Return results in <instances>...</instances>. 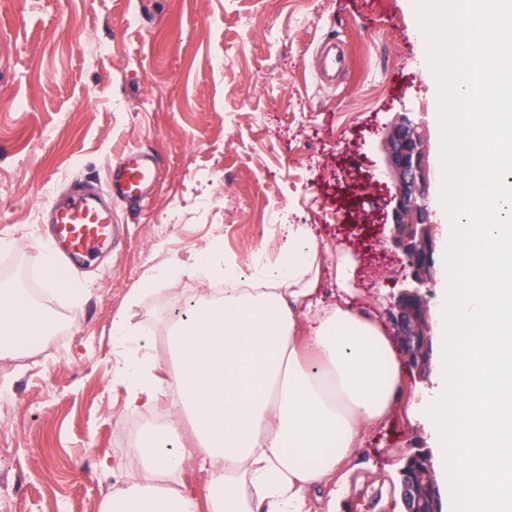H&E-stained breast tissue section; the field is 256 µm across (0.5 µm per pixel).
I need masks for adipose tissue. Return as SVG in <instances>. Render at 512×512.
Segmentation results:
<instances>
[{
    "mask_svg": "<svg viewBox=\"0 0 512 512\" xmlns=\"http://www.w3.org/2000/svg\"><path fill=\"white\" fill-rule=\"evenodd\" d=\"M328 264L332 303L316 297ZM359 266L352 251L321 247L308 224L284 225L277 263L248 281L233 262L203 257L200 277L224 276V295L189 300V316L167 338L177 359L168 382L144 358L112 364L131 413L164 399L179 411L145 430L139 448L101 461L103 472L129 478L100 512H318V492L399 394L384 326L351 302ZM54 328L25 292L0 285L1 361ZM189 473L204 477L205 497L186 483Z\"/></svg>",
    "mask_w": 512,
    "mask_h": 512,
    "instance_id": "ef3b65f1",
    "label": "adipose tissue"
}]
</instances>
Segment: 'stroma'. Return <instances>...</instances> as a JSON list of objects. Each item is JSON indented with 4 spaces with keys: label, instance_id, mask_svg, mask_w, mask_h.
<instances>
[{
    "label": "stroma",
    "instance_id": "1",
    "mask_svg": "<svg viewBox=\"0 0 512 512\" xmlns=\"http://www.w3.org/2000/svg\"><path fill=\"white\" fill-rule=\"evenodd\" d=\"M417 28L409 0H0V284L13 266L41 269L53 191L105 179L127 145L159 163L150 207H117L110 258L75 271L78 297L35 281L59 325L36 355L0 362V512H100L116 479L99 462L129 417L112 364L144 353L168 380L173 302L205 294L196 267L214 249L255 278L283 220L312 225L320 245L361 255L356 303L387 322L409 269L358 202L389 189L379 145L399 113L440 143ZM332 38L348 66L337 86L317 75ZM119 314L150 341H118ZM438 383L403 376L394 414L344 468L336 512H402L398 469L432 445L407 410Z\"/></svg>",
    "mask_w": 512,
    "mask_h": 512
}]
</instances>
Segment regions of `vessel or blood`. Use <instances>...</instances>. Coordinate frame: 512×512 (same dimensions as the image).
Instances as JSON below:
<instances>
[{
	"mask_svg": "<svg viewBox=\"0 0 512 512\" xmlns=\"http://www.w3.org/2000/svg\"><path fill=\"white\" fill-rule=\"evenodd\" d=\"M156 170L153 156L129 147L123 150L107 183L90 179L72 183L68 193L55 202L48 219L59 272H66L68 264L94 260L111 249L113 206L140 209L148 205Z\"/></svg>",
	"mask_w": 512,
	"mask_h": 512,
	"instance_id": "obj_1",
	"label": "vessel or blood"
}]
</instances>
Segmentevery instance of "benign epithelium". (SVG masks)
Segmentation results:
<instances>
[{
  "label": "benign epithelium",
  "mask_w": 512,
  "mask_h": 512,
  "mask_svg": "<svg viewBox=\"0 0 512 512\" xmlns=\"http://www.w3.org/2000/svg\"><path fill=\"white\" fill-rule=\"evenodd\" d=\"M385 170L393 191L384 198L390 216L389 241L405 258L409 280L400 288L391 322L409 368L428 376L433 334L427 294L435 281L437 224L426 188L431 174V142L425 124L404 112L387 126L382 141ZM404 512H442L438 482L429 451L419 448L399 470Z\"/></svg>",
  "instance_id": "7a95c632"
}]
</instances>
